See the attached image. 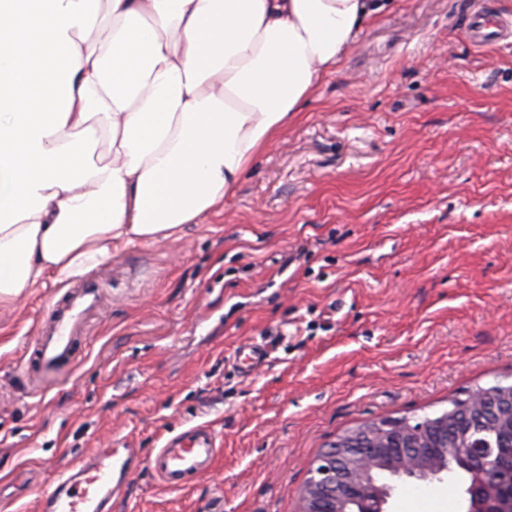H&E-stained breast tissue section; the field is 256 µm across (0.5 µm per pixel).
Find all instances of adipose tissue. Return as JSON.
I'll list each match as a JSON object with an SVG mask.
<instances>
[{
	"mask_svg": "<svg viewBox=\"0 0 512 512\" xmlns=\"http://www.w3.org/2000/svg\"><path fill=\"white\" fill-rule=\"evenodd\" d=\"M382 9L0 0V305L221 210Z\"/></svg>",
	"mask_w": 512,
	"mask_h": 512,
	"instance_id": "obj_1",
	"label": "adipose tissue"
}]
</instances>
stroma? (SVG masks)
Masks as SVG:
<instances>
[{
    "instance_id": "stroma-1",
    "label": "stroma",
    "mask_w": 512,
    "mask_h": 512,
    "mask_svg": "<svg viewBox=\"0 0 512 512\" xmlns=\"http://www.w3.org/2000/svg\"><path fill=\"white\" fill-rule=\"evenodd\" d=\"M479 0H397L367 24L224 210L93 268L104 306L70 370L18 373L49 296L0 307V512H37L115 438L150 456L211 423L214 467L173 491L149 466L114 512H300L348 429L512 381V38ZM267 340L243 374L236 347ZM463 474L396 485L386 512H464ZM484 16L485 13L479 10L471 18L467 33L474 41L484 46H493L512 36L511 27L507 22L491 24Z\"/></svg>"
}]
</instances>
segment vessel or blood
<instances>
[{"label":"vessel or blood","mask_w":512,"mask_h":512,"mask_svg":"<svg viewBox=\"0 0 512 512\" xmlns=\"http://www.w3.org/2000/svg\"><path fill=\"white\" fill-rule=\"evenodd\" d=\"M468 34L477 43L491 46L512 36V26L505 22L490 23L479 11L471 18ZM100 304L101 285L93 277L63 294L53 295L48 318L39 322L32 342L33 353L21 360L20 372L37 382L47 373L72 367L76 340L88 333L86 317ZM264 351L263 344L252 342L238 347L232 360L247 371L262 362ZM219 448V436L213 426L190 425L164 437L150 456V468L163 486L184 489L211 469ZM140 467L139 449H94L57 473L38 500V512H112L113 501Z\"/></svg>","instance_id":"vessel-or-blood-1"}]
</instances>
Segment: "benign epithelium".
<instances>
[{"instance_id":"obj_1","label":"benign epithelium","mask_w":512,"mask_h":512,"mask_svg":"<svg viewBox=\"0 0 512 512\" xmlns=\"http://www.w3.org/2000/svg\"><path fill=\"white\" fill-rule=\"evenodd\" d=\"M473 400L476 422L483 423L508 411L512 413L511 387L502 391L493 404L481 405L478 396ZM415 432L414 424L407 420L392 423L391 439L406 440L405 448H382L377 439H368L358 430L338 439L323 453L320 463L324 480L312 486L304 512H349L359 503L357 496L360 494L369 504L365 512H384L383 507L390 496L389 487L377 485L373 475L386 459L391 461L396 476L427 479L447 472L448 468L439 462L444 449L414 444L412 435ZM466 452V466L478 479L497 480L512 472V447L509 445L468 448Z\"/></svg>"}]
</instances>
